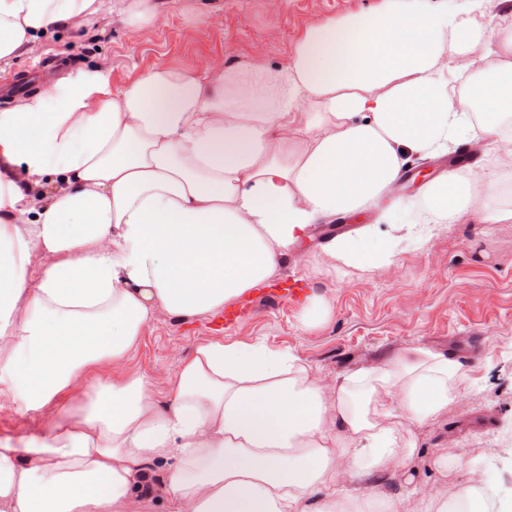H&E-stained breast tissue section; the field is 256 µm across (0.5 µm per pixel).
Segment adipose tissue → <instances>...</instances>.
<instances>
[{
  "mask_svg": "<svg viewBox=\"0 0 512 512\" xmlns=\"http://www.w3.org/2000/svg\"><path fill=\"white\" fill-rule=\"evenodd\" d=\"M502 2L381 0L308 27L283 65L157 66L118 91L101 65L0 110V375L46 415L40 436L0 437V512H492L477 479L412 511L379 487L413 482L416 429L468 379L453 352L409 345L328 384L291 351L211 341L164 395L95 371L158 314L217 313L275 277L311 225L374 208L389 224L512 223ZM109 8L0 0V71ZM476 140L480 165L392 196L412 159ZM18 169L52 181L45 201ZM397 247L365 231L315 264L371 275ZM35 251L52 261L32 282Z\"/></svg>",
  "mask_w": 512,
  "mask_h": 512,
  "instance_id": "adipose-tissue-1",
  "label": "adipose tissue"
}]
</instances>
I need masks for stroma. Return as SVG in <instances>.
Masks as SVG:
<instances>
[{"label": "stroma", "instance_id": "stroma-1", "mask_svg": "<svg viewBox=\"0 0 512 512\" xmlns=\"http://www.w3.org/2000/svg\"><path fill=\"white\" fill-rule=\"evenodd\" d=\"M380 0H147L155 18L137 28L128 21L136 0L89 23L80 33L57 30L39 36L31 52L17 58L0 82L27 74L42 62L58 61L57 75L108 64L113 89H121L155 66L206 71L216 62L252 58L269 65L289 60L307 26L370 8ZM375 211L345 218L353 231L372 227L399 241L393 263L363 276L340 270L309 276L311 262L332 239L329 225H312L288 255L281 277L304 280L307 295H320L332 308L321 326L302 329V301L257 300L250 316L224 328L219 316L157 315L139 347L124 363L165 390L180 361L198 344L261 341L296 352L327 380L378 360L384 352L412 343L453 350L471 377L456 402L419 428V448L410 467L414 484L387 478L386 493L418 492L454 498L473 476H481L493 500L512 504V223L494 227L467 220L427 232L382 224ZM42 416L24 411L9 393L0 394V435H39ZM462 454L466 468L435 466L438 449Z\"/></svg>", "mask_w": 512, "mask_h": 512}]
</instances>
